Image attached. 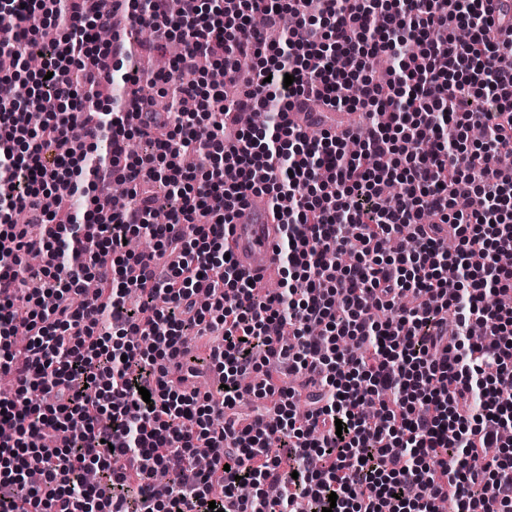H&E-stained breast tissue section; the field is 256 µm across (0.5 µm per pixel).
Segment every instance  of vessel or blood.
Instances as JSON below:
<instances>
[{"label": "vessel or blood", "instance_id": "1", "mask_svg": "<svg viewBox=\"0 0 512 512\" xmlns=\"http://www.w3.org/2000/svg\"><path fill=\"white\" fill-rule=\"evenodd\" d=\"M289 117L301 130L316 133L323 129L336 132L357 127L361 115L357 112H317L311 101L298 99ZM279 226L264 199L251 198L240 208L230 226L227 247L239 268L249 277L253 288L268 284L270 271L277 267L275 243Z\"/></svg>", "mask_w": 512, "mask_h": 512}]
</instances>
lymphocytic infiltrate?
<instances>
[{
  "label": "lymphocytic infiltrate",
  "instance_id": "obj_1",
  "mask_svg": "<svg viewBox=\"0 0 512 512\" xmlns=\"http://www.w3.org/2000/svg\"><path fill=\"white\" fill-rule=\"evenodd\" d=\"M176 1L1 7L16 18L1 55L34 46L38 16L60 37L40 69L0 76V374L16 381L0 393V512H512V308L496 303L512 295V23L488 0ZM119 11L178 36L170 72L195 111L147 96L143 125L121 98L85 111L74 72L112 83L133 51L98 38ZM205 59L245 89L207 85ZM294 97L364 113L360 153L293 125ZM230 112L267 122L229 140ZM134 137L148 154L131 156ZM84 175L90 209L61 213ZM113 182L125 209L98 192ZM263 195L281 224L272 294L224 249ZM141 234L153 251L127 249ZM218 325L221 387L187 390L183 339Z\"/></svg>",
  "mask_w": 512,
  "mask_h": 512
}]
</instances>
